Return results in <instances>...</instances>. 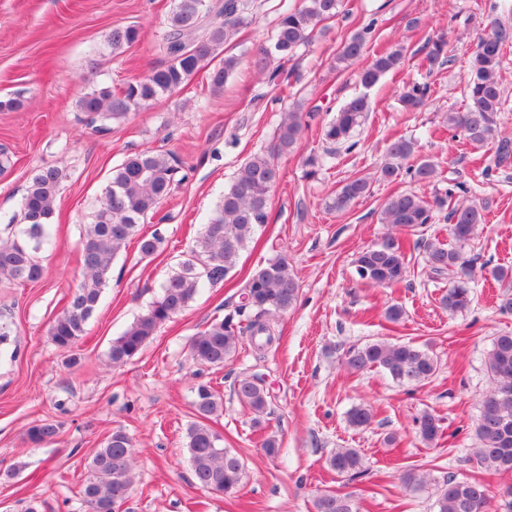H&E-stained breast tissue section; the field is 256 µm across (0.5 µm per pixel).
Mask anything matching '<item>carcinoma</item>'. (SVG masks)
Instances as JSON below:
<instances>
[{
	"label": "carcinoma",
	"mask_w": 512,
	"mask_h": 512,
	"mask_svg": "<svg viewBox=\"0 0 512 512\" xmlns=\"http://www.w3.org/2000/svg\"><path fill=\"white\" fill-rule=\"evenodd\" d=\"M251 0H175L167 18L163 42L165 62L145 77L129 82L123 90L108 87L94 89L77 101V108L90 122H120L132 110L150 105L178 89L198 71L208 69L211 88L219 92L239 65V58L224 55L225 46L239 34L250 10ZM340 0H303L300 7L283 12L279 19L273 49L284 58L307 43L315 29L336 17ZM372 25L352 34L336 55V64L359 59L365 49ZM135 26L116 27L107 45L118 55L140 40ZM512 46V27L499 23L478 37L470 58V80L465 88V108L446 116L448 128L462 134L473 147L496 142L494 166L512 160V139L498 137V118L502 111L501 71L506 50ZM425 60L430 67L444 62L447 41L428 40ZM403 49L375 56L359 72L366 89L374 87L388 72L400 67ZM430 86L413 82L406 85L400 102L408 112L422 109L429 98ZM368 95L348 101L324 128V140L332 144L350 141L353 132L370 112ZM304 126L302 113L289 112L279 125L267 149L254 154L238 169L230 185L216 204L214 215L203 225L190 255L165 280L159 298L126 330L112 340L109 362L121 366L134 358L157 329L194 300L200 289L215 285L238 264L241 253L253 239L257 227L267 223L270 197L280 178L277 158L298 147ZM182 164L167 151L145 149L124 156L112 169L105 199L81 225L82 279L71 293L62 313L52 322L49 336L60 351L73 348L87 333L103 293L111 279L113 260L130 244L141 257L154 256L163 236L159 229L144 231V220L156 212L159 202L179 182ZM379 177L394 181L407 176L411 181L430 184L438 175V163L419 154L417 141L403 136L392 139L378 170ZM63 171L54 166L36 169L31 175L20 203V212L11 218L12 236L0 240V282L35 283L42 279L44 267L39 254L52 238L54 216ZM367 177L347 180L336 193L331 207L345 210L353 201L370 193ZM472 188L459 178L448 179V187L427 198L413 192L390 196L381 209L380 221L401 231H413L433 223L437 213L447 211L450 240L425 243L426 262L432 274L456 273L441 305L450 312L467 309L471 302L469 283L473 267L464 260L461 245L471 240L478 225L485 221V207L466 203ZM356 273L361 283L373 287H391L402 283L410 261L400 238L389 235L382 242L358 253ZM299 288L288 259L281 256L256 267L248 277L239 302L221 320L211 322L189 344L192 361L200 366L222 367L249 341L259 355L273 343V317L296 306ZM343 364L350 373L379 370L400 385L420 387L438 370L437 358L425 345L413 341H373L351 346L344 352ZM487 371L494 387L483 397L475 425L480 447L476 450L481 467L495 473L512 472V333L496 336L488 354ZM234 393L241 404L254 414L253 423L263 424L270 394L261 376L254 374L238 381ZM194 410L199 421L187 430L186 451L196 484L205 490L230 496L243 479L244 464L230 449L221 446L220 437L207 421L223 411L221 397L212 386L201 383L195 390ZM374 418L372 407L359 404L347 413L353 428L368 427ZM415 434L429 446L442 435L441 420L429 411L415 420ZM60 423L38 420L27 430L34 446L54 441ZM327 466L349 482L367 474L361 454L355 448H336L327 458ZM87 477L78 491L86 512H120L135 484L134 448L129 435L115 430L106 436L87 466ZM490 499L488 486L480 479L458 481L452 475L443 480L435 501L436 512H486ZM314 512H360L358 503L348 495L327 490L316 496Z\"/></svg>",
	"instance_id": "obj_1"
}]
</instances>
